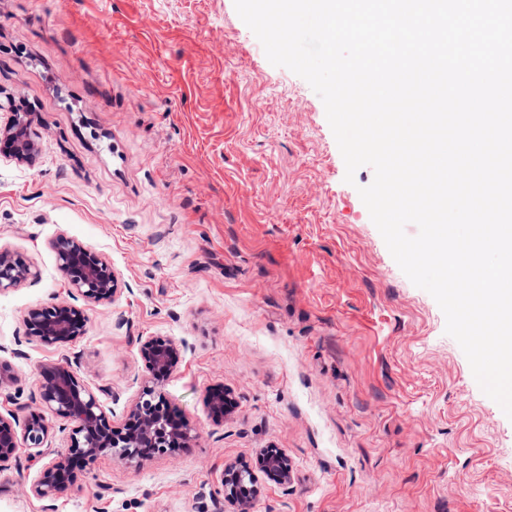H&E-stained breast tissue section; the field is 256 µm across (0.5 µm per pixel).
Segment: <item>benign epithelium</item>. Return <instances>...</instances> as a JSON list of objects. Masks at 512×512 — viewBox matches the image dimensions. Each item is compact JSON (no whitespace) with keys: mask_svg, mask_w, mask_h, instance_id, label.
<instances>
[{"mask_svg":"<svg viewBox=\"0 0 512 512\" xmlns=\"http://www.w3.org/2000/svg\"><path fill=\"white\" fill-rule=\"evenodd\" d=\"M0 111L11 112L0 126V142L5 156L31 163L37 146L30 131L28 113L16 112L12 100H0ZM58 268L73 299L86 303L110 301L116 293L110 264L74 239L61 235L53 243ZM33 277L30 267L6 252H0V293ZM85 316L82 308L69 302H57L31 308L25 323L28 337L49 347H60L82 335ZM184 345L171 338L147 336L140 340L139 355L148 372V380L131 405L127 423L114 426L95 392L81 379L78 360L68 357L45 368L39 400L42 407L60 422L59 429L70 430L69 445L55 451L45 447L51 425L44 414L18 402V394L9 392L13 377L0 371V394L15 405L0 413V467L16 458L22 448L36 449L43 460L33 483L34 494L52 500L76 481L75 461L93 463L98 456L111 454L132 465L146 452L165 454L187 447L193 440L192 429L172 410L165 408L160 391L162 383L177 369ZM263 472L280 484L288 483L290 465L281 451L268 448L260 457ZM245 468L229 466L224 470V501L248 512L251 499L241 495Z\"/></svg>","mask_w":512,"mask_h":512,"instance_id":"benign-epithelium-1","label":"benign epithelium"}]
</instances>
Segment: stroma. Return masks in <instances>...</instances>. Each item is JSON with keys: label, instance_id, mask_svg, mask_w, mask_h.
Returning <instances> with one entry per match:
<instances>
[{"label": "stroma", "instance_id": "1", "mask_svg": "<svg viewBox=\"0 0 512 512\" xmlns=\"http://www.w3.org/2000/svg\"><path fill=\"white\" fill-rule=\"evenodd\" d=\"M0 93L31 115L33 163L0 158V251L34 279L0 293V364L37 409L75 353L113 424L147 378L146 336L184 344L161 391L197 432L127 466L104 454L54 500L21 449L0 512H512V419L472 376L435 299L391 256L321 98L272 65L234 0H0ZM105 257L113 300L60 348L25 317L67 300L53 242ZM224 389L222 421L207 406ZM288 458L281 485L257 471ZM261 469L280 484L288 483L290 465L288 458L281 451L267 448L259 458ZM243 471L251 473L253 477L252 482H255L254 475L249 468L229 466L224 470V501L231 505H238L240 508L235 510L237 512H248V507L255 492L254 486L252 485V495L248 499H243L244 497L241 495V489L245 487L242 481Z\"/></svg>", "mask_w": 512, "mask_h": 512}]
</instances>
